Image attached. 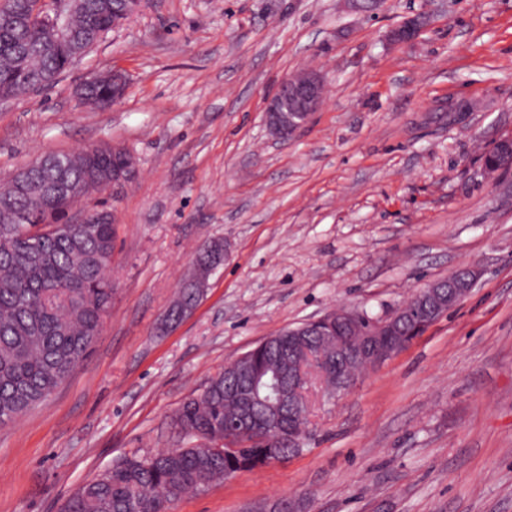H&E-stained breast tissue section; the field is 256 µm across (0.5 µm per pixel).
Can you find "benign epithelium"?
<instances>
[{
	"instance_id": "7a95c632",
	"label": "benign epithelium",
	"mask_w": 512,
	"mask_h": 512,
	"mask_svg": "<svg viewBox=\"0 0 512 512\" xmlns=\"http://www.w3.org/2000/svg\"><path fill=\"white\" fill-rule=\"evenodd\" d=\"M80 6V0H36L32 16L38 23L48 24V37L56 42L71 38L70 16ZM425 17L419 14L407 19L390 32L396 42L415 39L424 26ZM324 101V79L319 71L309 68L303 73L282 79L265 107L266 126L279 140H288L301 130ZM495 159L482 167L486 174L512 169V138L500 139L493 147ZM463 277L450 283L434 280L414 293L416 305L425 309V318L437 322L474 288L480 271L475 266L462 269ZM407 312L401 304L384 316L369 318L355 309H339L325 317L305 322L283 332L293 337L288 346V368L278 370L281 382L274 390L272 401L257 410L251 391H235L239 404L238 417L231 422L235 434L262 431L271 439L283 436L298 444L311 432V421H300L287 415V410L299 400L309 401L313 383L323 385L322 393L340 397L353 386L356 375L348 371L353 364L367 369L376 368L401 351L408 340L398 335V323ZM302 336H322L335 346L336 357L316 362L301 343Z\"/></svg>"
}]
</instances>
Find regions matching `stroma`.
<instances>
[{"mask_svg": "<svg viewBox=\"0 0 512 512\" xmlns=\"http://www.w3.org/2000/svg\"><path fill=\"white\" fill-rule=\"evenodd\" d=\"M429 17L409 43L389 32ZM318 68L327 98L291 140L263 111ZM122 72L110 109L91 74ZM512 0H144L51 89L0 104V185L37 157L119 143L112 307L90 357L0 427V512H59L120 457L188 445L173 417L225 363L340 306L380 316L469 264L472 292L338 400L314 395L299 454L172 512H512ZM228 256L171 330L194 251ZM103 76L93 75L86 79L77 89V96L81 99V89L94 82L99 81ZM111 83L102 81L99 84L86 87L82 102L97 108H103L104 105L112 98L106 107H111L112 104L117 103L122 97L125 90V80L119 74L110 75ZM496 156L487 166L482 165V171L486 174L495 173L505 169H512V138L500 139L492 149Z\"/></svg>", "mask_w": 512, "mask_h": 512, "instance_id": "stroma-1", "label": "stroma"}]
</instances>
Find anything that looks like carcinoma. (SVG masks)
I'll return each mask as SVG.
<instances>
[{
  "label": "carcinoma",
  "mask_w": 512,
  "mask_h": 512,
  "mask_svg": "<svg viewBox=\"0 0 512 512\" xmlns=\"http://www.w3.org/2000/svg\"><path fill=\"white\" fill-rule=\"evenodd\" d=\"M31 6L32 0L0 5V95L10 99L36 91L39 78L67 69L73 50L112 28V11H123L125 0H82L70 18L74 40L68 49L51 45L28 22ZM111 98L112 84L104 80L86 88L82 102L102 108ZM26 173L32 194L0 187L1 426L46 399L86 360L112 306V214L97 224L71 223L73 206L111 178L112 146L48 154ZM203 293L198 281L183 285L169 319L177 321L179 310L195 306ZM286 354V336L257 345L247 374L227 371L209 378L180 404L175 424L190 439L222 442L224 423L235 414L224 391L260 383L273 359ZM299 451L286 440L251 437L249 446L234 453L208 454L195 445L134 453L78 488L61 512H171L187 489L203 490Z\"/></svg>",
  "instance_id": "carcinoma-1"
}]
</instances>
